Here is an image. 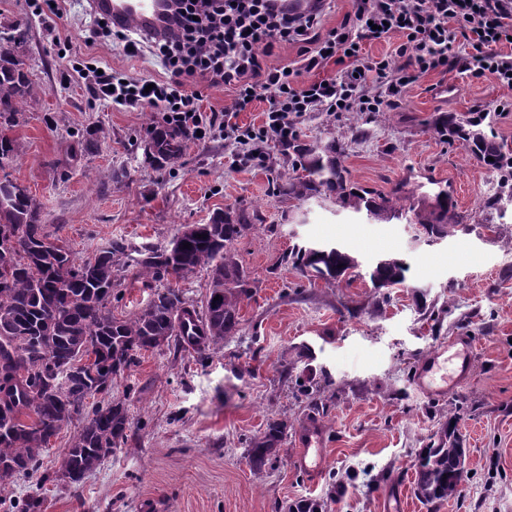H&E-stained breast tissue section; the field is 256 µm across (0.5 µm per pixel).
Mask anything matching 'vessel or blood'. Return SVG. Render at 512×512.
Returning a JSON list of instances; mask_svg holds the SVG:
<instances>
[{"label": "vessel or blood", "mask_w": 512, "mask_h": 512, "mask_svg": "<svg viewBox=\"0 0 512 512\" xmlns=\"http://www.w3.org/2000/svg\"><path fill=\"white\" fill-rule=\"evenodd\" d=\"M95 14L109 18L119 28L134 26L141 31L162 34L174 25L172 0H90ZM473 341L469 336L453 337L418 365L414 384L421 392L441 397L465 381L472 369ZM298 469L315 476L325 460V438L320 425H306L296 436Z\"/></svg>", "instance_id": "vessel-or-blood-1"}]
</instances>
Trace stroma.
I'll return each instance as SVG.
<instances>
[{"instance_id":"obj_1","label":"stroma","mask_w":512,"mask_h":512,"mask_svg":"<svg viewBox=\"0 0 512 512\" xmlns=\"http://www.w3.org/2000/svg\"><path fill=\"white\" fill-rule=\"evenodd\" d=\"M57 21L68 36V56L34 17L26 0H0V33L22 24L28 37L19 54L39 96L22 107L10 137L18 157L0 169L27 187L50 239L76 259L110 241L132 247L167 245L183 225L208 223L214 213L243 209L254 230L236 246L255 281L239 338L205 360L142 352L114 397L126 398L133 421L126 446L76 488L43 480L58 470L77 425L69 423L43 456L39 474L19 481L14 499L40 496V512H280L301 499H324L350 480L332 512H385L387 489H403L406 512H512V213L488 208L498 181L458 142L440 140L432 120L442 112H491L498 140L512 146V100L492 78L446 70L423 74L399 102L380 112H309L298 119L300 142L341 132V162L351 183L391 192L430 176L447 183L466 225L428 240L416 224H366L327 200L279 196L276 183L291 171L294 154L282 144L264 161L237 164L223 137L187 138L175 167L149 165L143 144L157 124L151 109L119 111L66 82L69 57H92L127 77H160L148 55H126L113 37L87 44L96 25L86 0H65ZM337 245L360 263L353 281L334 286L301 276L281 257L294 245ZM387 255L408 266L403 287L372 305L368 273ZM116 315L129 316L156 285L127 263L117 278ZM469 335V378L446 397L416 389L422 358L448 339ZM296 374L326 370L335 398L319 424L327 437L318 477L295 468L287 437L264 477L253 475L245 442L284 414L307 423L284 366ZM455 405L468 448L469 476L458 498L429 508L412 491L413 460L440 414Z\"/></svg>"}]
</instances>
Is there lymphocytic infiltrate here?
Instances as JSON below:
<instances>
[{
	"mask_svg": "<svg viewBox=\"0 0 512 512\" xmlns=\"http://www.w3.org/2000/svg\"><path fill=\"white\" fill-rule=\"evenodd\" d=\"M352 10L339 25L322 30L327 0L307 12L290 15L270 0H175L177 30L168 36L135 27L119 35L133 55L149 53L163 74L155 81L125 80L103 66L73 63L77 83L94 98L121 110L145 107L160 112L164 124L188 134L223 133L238 147L239 163L254 162L269 142L288 143L296 121L309 112H379L396 104L418 74L447 68L455 42L466 52L462 68L470 76H492L512 90V0H351ZM398 34L395 54L379 58L362 52L365 43ZM298 44L292 65L267 62L275 46ZM336 77L297 87L296 78L328 63ZM233 91L224 111L202 109V87ZM268 104L260 126L236 123L254 101Z\"/></svg>",
	"mask_w": 512,
	"mask_h": 512,
	"instance_id": "lymphocytic-infiltrate-1",
	"label": "lymphocytic infiltrate"
}]
</instances>
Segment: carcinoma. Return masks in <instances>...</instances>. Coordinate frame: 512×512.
<instances>
[{"label":"carcinoma","instance_id":"carcinoma-1","mask_svg":"<svg viewBox=\"0 0 512 512\" xmlns=\"http://www.w3.org/2000/svg\"><path fill=\"white\" fill-rule=\"evenodd\" d=\"M37 93L35 82L11 48L0 54V128L20 123L21 106ZM434 131L445 142L459 141L492 172L501 175L512 199V147L496 139L488 112L442 113ZM149 164L174 167L186 147V133L155 127L150 133ZM292 174L277 184L283 197L304 201L320 195L343 209L364 213L377 223L405 220L418 224L430 238L448 236L463 223L448 185L429 187L407 204L350 184L341 164L339 138L296 145ZM19 152L17 140L0 133V164ZM40 212L27 189L0 180V501L14 485L40 467L42 453L74 417L80 428L71 439L54 480L79 484L104 464L128 439L133 422L126 402L112 397L144 351L173 349L205 359L238 334L241 310L252 296L254 281L239 264L235 245L253 228L242 209L218 212L206 224L185 225L163 248L136 251L135 265L156 282L181 278L198 268L209 271L208 292L198 306L178 288H158L139 312L118 317L116 278L131 256L124 241H114L94 256L76 261L69 249L44 233ZM190 248H183V244ZM281 262L308 280L337 284L358 275L359 261L338 246L295 245ZM407 267L394 256L378 260L369 278L386 300L387 289L404 284ZM219 300H214V297ZM94 361L83 362L88 354ZM293 395L313 413L326 411L315 376L296 377ZM448 419L428 437L414 460L413 492L423 504L459 496L468 477L464 440L457 422ZM293 423L275 419L247 441L251 470L260 474L276 458ZM288 512H328L327 502L303 500Z\"/></svg>","mask_w":512,"mask_h":512}]
</instances>
